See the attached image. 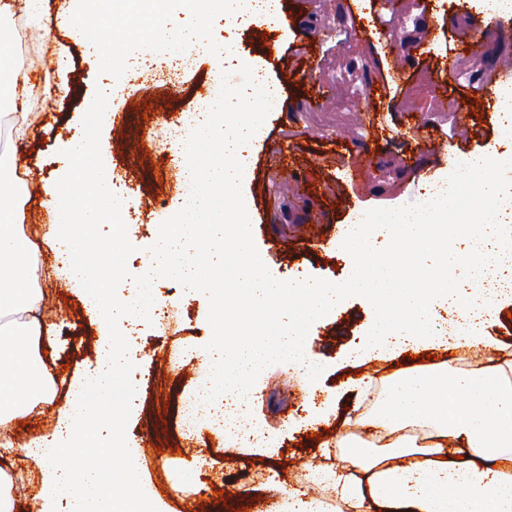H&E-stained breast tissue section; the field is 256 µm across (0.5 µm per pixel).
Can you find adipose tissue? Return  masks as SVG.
Listing matches in <instances>:
<instances>
[{
    "label": "adipose tissue",
    "mask_w": 512,
    "mask_h": 512,
    "mask_svg": "<svg viewBox=\"0 0 512 512\" xmlns=\"http://www.w3.org/2000/svg\"><path fill=\"white\" fill-rule=\"evenodd\" d=\"M11 41L10 29L0 24L1 105L12 103L14 87L30 80L29 69L10 51ZM261 94L256 86L241 92L229 107L223 137L215 135L213 116L202 112L192 120L190 138L217 140L224 162L214 165L206 157H193L189 179L234 193L257 134L252 105ZM99 155L94 139L71 140L62 167L46 188V204L64 227L56 240L62 266L82 289L89 314L108 330L114 322L147 315L176 300L149 288L135 300L112 296L102 272L75 263L92 226L111 223L123 209ZM15 171L14 157L0 155V447L16 450L37 467L39 512H156L122 432L106 421L84 424L90 407H108L114 385H123L127 397L135 395V362L121 342L104 340L96 369L69 383L67 402L50 436L19 448L9 437L14 421L51 403L58 386L40 356L50 329L42 318L43 291L32 277L38 250L19 222L22 188ZM460 179L479 202L505 191L491 159L483 155L463 156ZM500 219L494 210L485 212L483 223L447 226L435 223L422 208L378 213L368 223L349 224L342 231L340 246L352 258L344 284L311 279L286 284L271 279L250 259L249 239L233 212L200 196L184 202L177 221L166 225L141 278L172 276L185 287H204L201 266L187 252L194 243H205L213 229L223 228L234 259L227 298L247 306L254 336L230 347L215 344L208 357L222 371L212 386L216 399L226 403L224 426L245 441L254 431L237 410L250 408L255 399L252 374L284 354L305 379H313L318 370L308 353L307 328L331 313L345 294H358L377 312L356 357L385 356L419 342L481 348L483 356L472 366L452 359L389 378L371 414L343 420L347 428L382 429L385 443L367 445L347 431L336 445L348 449L350 466H316L306 480L346 512H512V344L483 333L485 323L497 316L501 298L512 296V252L497 246L503 236ZM381 234L390 239L397 261L378 260ZM452 239L463 245V253L449 247ZM460 263L468 285L454 288L447 272ZM491 273L497 280L484 289L483 304L471 305L475 284ZM441 308L450 315L444 334L435 322ZM228 376L236 380L229 393L224 390Z\"/></svg>",
    "instance_id": "adipose-tissue-1"
}]
</instances>
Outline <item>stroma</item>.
<instances>
[{
    "mask_svg": "<svg viewBox=\"0 0 512 512\" xmlns=\"http://www.w3.org/2000/svg\"><path fill=\"white\" fill-rule=\"evenodd\" d=\"M69 0H43L44 32H32L15 51L30 67L35 85L51 88L50 97L25 95L23 109L36 119L23 138L0 130L25 179L43 185L51 181L69 141L81 136L82 102L94 95L104 78L95 57L66 23ZM357 0H279L273 17H257L225 34L223 20L214 33L225 38L231 52L225 63L232 84L241 78L240 64L266 68L270 86L278 87L280 106L264 114L251 150L249 168L238 193L248 205L235 214L248 231L256 261L274 278L307 277L325 283H345L350 258L336 244L342 225L354 223L378 209L415 208L425 196L424 183L447 181L460 154L492 158L504 184H512V135L498 119V90L512 85L511 15H485L476 0H370L387 43L399 44L397 54L377 49ZM274 38L282 56L266 62L265 43ZM480 40L494 54L475 62L476 82L465 80L454 66L465 54L467 41ZM190 64L176 88L128 77L114 99L112 119L105 124L100 148L114 183L125 190L128 210L114 246L125 263L110 267L96 245L89 254L110 276L115 296L134 288L151 247L166 224L172 223L184 201L176 180L190 156L171 143L170 130L199 100L200 88L212 86L217 69L209 56L189 51ZM366 65L370 83L384 86L381 96L363 99L359 109L339 103L351 97L336 77L348 62ZM495 90L466 122L455 113L484 82ZM443 84V98L432 96ZM134 100L148 101L146 112H133ZM146 155H139L140 146ZM364 155L368 165L357 173L347 166ZM23 230L41 254L34 276L44 290V318L52 340L44 361L57 375L76 376L96 367L101 328L92 320L78 294L70 292L53 270L57 260L48 245L56 232L53 213L42 197L26 199L19 218ZM323 240L309 248L310 231ZM158 294L177 300L178 321L159 331L152 321L140 324L128 338L136 351L133 374L137 402L112 397L108 414L91 410V422L109 417L139 455L143 480L163 503V512H269L271 503L261 486L267 481L301 485L307 468L325 463L340 466L345 449L334 441L353 404L347 389L359 374L389 376L395 365L409 367V356L397 351L363 363L350 353L363 344L375 311L354 295L309 329L312 359L319 368L308 385L287 363L274 361L254 374L253 417L270 442L260 449L229 448L210 426L193 440L179 430L178 404L201 377L205 356L217 341L231 342L235 333L219 334L218 316L227 312L223 290L196 292L178 280L155 281ZM334 446L324 456L323 443ZM229 491L226 502L215 493Z\"/></svg>",
    "mask_w": 512,
    "mask_h": 512,
    "instance_id": "35a3bbf8",
    "label": "stroma"
}]
</instances>
